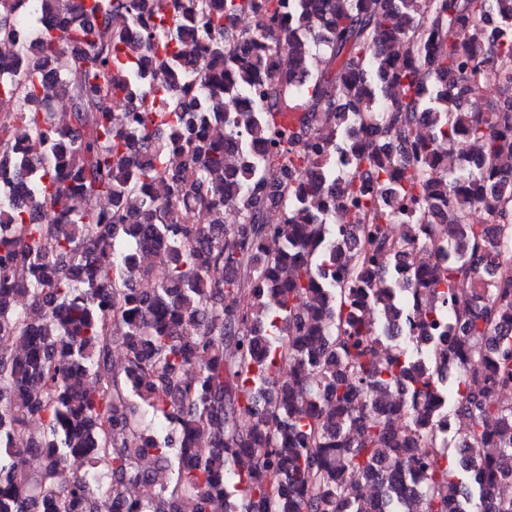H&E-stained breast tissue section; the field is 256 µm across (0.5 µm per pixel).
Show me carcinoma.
<instances>
[{"mask_svg":"<svg viewBox=\"0 0 512 512\" xmlns=\"http://www.w3.org/2000/svg\"><path fill=\"white\" fill-rule=\"evenodd\" d=\"M19 2L0 0V43ZM493 15L488 104L476 26ZM32 16L52 25L0 74V172L33 190L0 195V512H376L366 483L393 512H492L512 475V0H33ZM192 29L223 76L185 63ZM368 127L341 173L355 211L314 220L326 188L291 174L336 178L328 139ZM257 139L267 154L232 177L226 142ZM459 139L482 168L443 162ZM478 209L502 220L498 246ZM144 241L166 268L148 290ZM428 328L448 346L421 351ZM447 417L464 433L435 431ZM72 459L85 470L59 482Z\"/></svg>","mask_w":512,"mask_h":512,"instance_id":"cac0c4a2","label":"carcinoma"}]
</instances>
